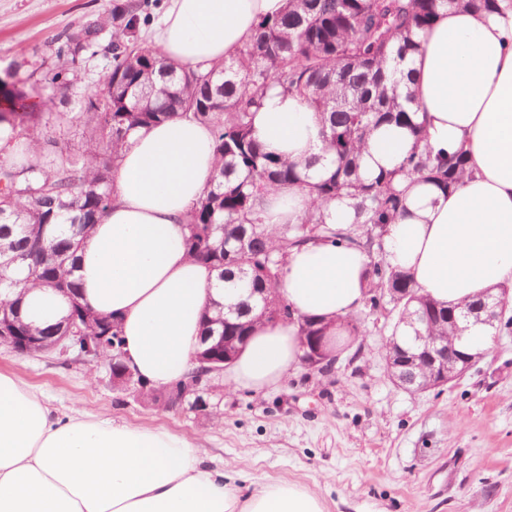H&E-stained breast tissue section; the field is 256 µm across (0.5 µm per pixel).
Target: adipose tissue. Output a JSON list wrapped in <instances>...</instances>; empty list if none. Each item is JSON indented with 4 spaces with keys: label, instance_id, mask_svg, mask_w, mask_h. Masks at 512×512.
Returning a JSON list of instances; mask_svg holds the SVG:
<instances>
[{
    "label": "adipose tissue",
    "instance_id": "ef3b65f1",
    "mask_svg": "<svg viewBox=\"0 0 512 512\" xmlns=\"http://www.w3.org/2000/svg\"><path fill=\"white\" fill-rule=\"evenodd\" d=\"M285 0H170L152 48L193 68L231 58L258 17ZM409 64L416 121L434 150L465 145L472 170L455 191L412 185L407 213L389 228L385 260L411 272L416 289L458 306L512 288V0L493 13L440 8ZM291 160L322 152L317 120L298 98L269 91L253 124ZM402 129L374 133L362 173L393 168L411 150ZM211 131L174 119L133 132L111 176L113 203L78 253L82 300L121 319L125 357L152 386L194 367L203 312L217 273L192 260L186 215L211 187ZM307 188L282 187L264 207L270 224L301 223ZM368 257L310 243L293 249L280 292L297 313L333 320L365 300ZM298 327H259L224 377L234 388L277 385L300 354ZM205 454L175 435L116 426L91 414L63 416L20 379L0 373V512H323L316 494L266 485L240 498Z\"/></svg>",
    "mask_w": 512,
    "mask_h": 512
}]
</instances>
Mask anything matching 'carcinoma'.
Wrapping results in <instances>:
<instances>
[{"mask_svg":"<svg viewBox=\"0 0 512 512\" xmlns=\"http://www.w3.org/2000/svg\"><path fill=\"white\" fill-rule=\"evenodd\" d=\"M482 11L491 0H287L284 13L262 17L233 57L208 70L177 67L142 47L159 0H113L112 9L55 36V63L29 84L8 71L0 77V142L13 148L0 161V339L17 328L42 337V352L69 333L77 253L91 224L112 208L110 178L129 133L182 116L206 125L217 165L210 191L187 214L189 255L220 271L230 304L205 315L215 332L224 321L243 328L260 312L264 289H279L290 250L316 241L364 251L369 314L392 328L385 357L415 345L416 329L448 335V309L420 295L410 274L386 264L389 225L406 213L408 186L434 183L448 192L468 176L459 150L432 157L424 126L412 119L413 95L398 66L420 49L417 35L442 6ZM105 51L110 64L95 84L82 88L84 109L55 111L78 87L82 65ZM278 86L300 99L321 122L322 154L290 161L265 151L253 117L267 91ZM414 136L410 152L393 169L366 178L361 162L372 134L385 123ZM64 126L81 132L86 146L72 147ZM284 185L309 189L301 224L264 223L263 204ZM353 210L348 224L330 221L329 206ZM55 288L67 309L53 326H35L23 314L30 288ZM331 347L351 349L366 333L354 313L338 318ZM122 329L99 345V361L123 353Z\"/></svg>","mask_w":512,"mask_h":512,"instance_id":"obj_1","label":"carcinoma"}]
</instances>
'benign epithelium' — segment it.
<instances>
[{"label": "benign epithelium", "instance_id": "benign-epithelium-1", "mask_svg": "<svg viewBox=\"0 0 512 512\" xmlns=\"http://www.w3.org/2000/svg\"><path fill=\"white\" fill-rule=\"evenodd\" d=\"M509 289L501 288L497 294H488L474 307L451 309L448 313V323L453 325V336H426L417 332V349L413 352L404 351L398 363L394 365L396 372H411L410 379H405L402 385L413 384L416 379L427 377L433 372L439 383L447 385L462 378L471 367L483 358L484 353H468L461 350L464 336L463 328L459 322L470 317L491 327L495 323H504L508 310ZM285 310L278 303L264 299V307L256 321L266 326H276L283 322ZM208 347L197 353L194 358L195 369L187 380L181 384H173L165 393L166 405L183 406L196 411H204L208 403L204 395L210 393L213 381L224 374V368L232 364L248 342L246 336H231L220 332L204 338ZM301 350L299 360L304 367L312 372H321L328 364L335 363L339 354L325 349L324 337L305 336L298 337ZM120 370L112 374L113 386L123 389L139 391V376L125 360L119 362Z\"/></svg>", "mask_w": 512, "mask_h": 512}]
</instances>
